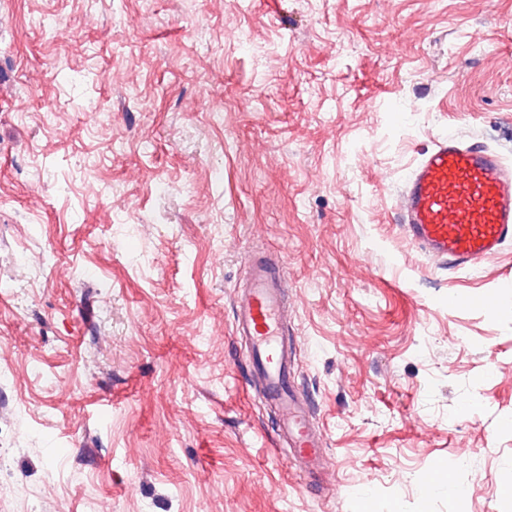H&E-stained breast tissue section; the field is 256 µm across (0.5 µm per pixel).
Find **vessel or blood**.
Instances as JSON below:
<instances>
[{
	"instance_id": "obj_1",
	"label": "vessel or blood",
	"mask_w": 512,
	"mask_h": 512,
	"mask_svg": "<svg viewBox=\"0 0 512 512\" xmlns=\"http://www.w3.org/2000/svg\"><path fill=\"white\" fill-rule=\"evenodd\" d=\"M396 213L425 256L452 270L480 268L512 243V164L479 140L438 135L406 177ZM284 278L277 259L255 257L235 294L233 328L246 342L252 379L276 411L280 445L315 472L325 442L294 387Z\"/></svg>"
}]
</instances>
